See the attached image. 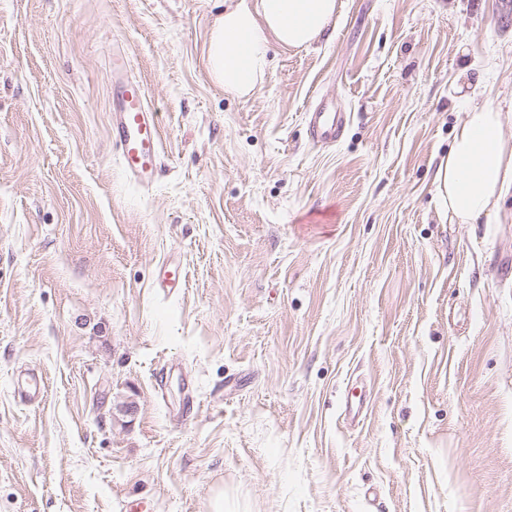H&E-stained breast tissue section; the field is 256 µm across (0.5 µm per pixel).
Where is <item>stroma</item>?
<instances>
[{
  "instance_id": "obj_1",
  "label": "stroma",
  "mask_w": 512,
  "mask_h": 512,
  "mask_svg": "<svg viewBox=\"0 0 512 512\" xmlns=\"http://www.w3.org/2000/svg\"><path fill=\"white\" fill-rule=\"evenodd\" d=\"M223 2L0 0V512H512V195L457 224L434 182L473 102L512 140V0H338L242 98L203 59ZM126 54H112V143L124 172L141 184L151 182L159 161L160 124L149 106L140 82L127 75ZM346 112H337L336 106L325 104L316 112H308V127L316 143H335L346 124Z\"/></svg>"
}]
</instances>
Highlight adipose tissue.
Returning a JSON list of instances; mask_svg holds the SVG:
<instances>
[{"label": "adipose tissue", "instance_id": "obj_1", "mask_svg": "<svg viewBox=\"0 0 512 512\" xmlns=\"http://www.w3.org/2000/svg\"><path fill=\"white\" fill-rule=\"evenodd\" d=\"M336 0H237L210 28L206 63L225 92L245 96L262 82L271 45L307 47L336 15ZM438 201L458 224H475L512 190V141L502 114L473 105L455 128L447 160L435 174Z\"/></svg>", "mask_w": 512, "mask_h": 512}]
</instances>
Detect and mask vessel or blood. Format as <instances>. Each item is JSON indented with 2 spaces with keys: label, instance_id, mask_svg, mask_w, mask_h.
<instances>
[{
  "label": "vessel or blood",
  "instance_id": "1",
  "mask_svg": "<svg viewBox=\"0 0 512 512\" xmlns=\"http://www.w3.org/2000/svg\"><path fill=\"white\" fill-rule=\"evenodd\" d=\"M127 65L126 54L113 53L115 108L112 114V142L118 150L124 172L135 181L147 184L159 161L160 124L140 82L128 76ZM345 124V113L337 111L330 104L308 115L312 138L322 145L335 143Z\"/></svg>",
  "mask_w": 512,
  "mask_h": 512
}]
</instances>
